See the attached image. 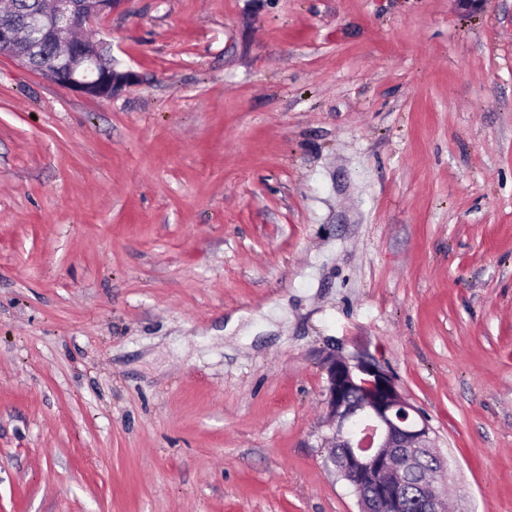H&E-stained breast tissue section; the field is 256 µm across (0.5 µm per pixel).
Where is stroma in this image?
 Instances as JSON below:
<instances>
[{
    "instance_id": "1",
    "label": "stroma",
    "mask_w": 512,
    "mask_h": 512,
    "mask_svg": "<svg viewBox=\"0 0 512 512\" xmlns=\"http://www.w3.org/2000/svg\"><path fill=\"white\" fill-rule=\"evenodd\" d=\"M112 98L0 57V512H358L332 357L512 512V0H124Z\"/></svg>"
}]
</instances>
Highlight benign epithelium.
Wrapping results in <instances>:
<instances>
[{
	"instance_id": "1",
	"label": "benign epithelium",
	"mask_w": 512,
	"mask_h": 512,
	"mask_svg": "<svg viewBox=\"0 0 512 512\" xmlns=\"http://www.w3.org/2000/svg\"><path fill=\"white\" fill-rule=\"evenodd\" d=\"M121 0H55L40 7L41 25L32 30L0 15V55L15 44L50 45L53 61L39 71L50 83L77 93L110 98L131 75L112 66L111 44L98 38L97 22ZM325 405L331 425L326 442L340 449L331 463L349 482L359 512H404V486L423 461L436 465L415 482L422 512H447L444 487L448 461L435 445L428 420L399 390L392 373L371 359L332 358L326 364Z\"/></svg>"
}]
</instances>
